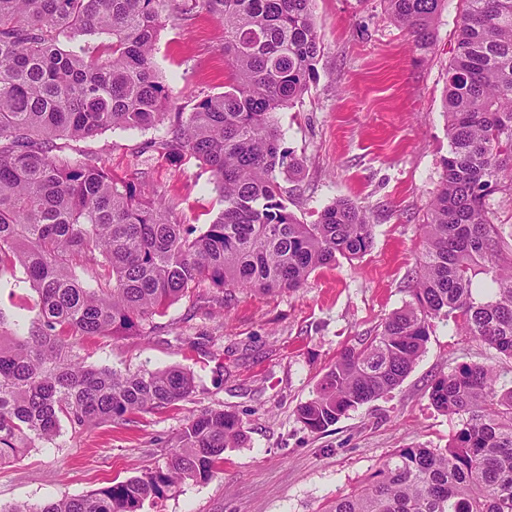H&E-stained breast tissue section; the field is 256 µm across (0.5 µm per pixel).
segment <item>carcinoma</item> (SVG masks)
Returning a JSON list of instances; mask_svg holds the SVG:
<instances>
[{
	"instance_id": "1",
	"label": "carcinoma",
	"mask_w": 512,
	"mask_h": 512,
	"mask_svg": "<svg viewBox=\"0 0 512 512\" xmlns=\"http://www.w3.org/2000/svg\"><path fill=\"white\" fill-rule=\"evenodd\" d=\"M166 0H0V278L20 268L37 295L28 335L0 311V464L50 443L62 423L79 433L190 397L191 372L120 374L75 351L90 337L148 336L153 318L198 288L290 292L315 271L363 256L367 211L339 199L311 223L281 199L277 173L298 163L273 115L308 90L320 51L313 0H189L224 27V92L176 108L152 58ZM421 50L433 44L444 0H383ZM448 67V157L423 225L410 300L375 335L346 347L299 405L322 432L394 390L424 352L434 323L453 322L512 360V231L491 201L512 197V0H463ZM158 156L208 166L222 209L179 224L138 178L101 159L63 162L61 140L115 128L149 129L169 116ZM106 274L94 286L76 266ZM429 398L457 421L443 448H404L327 512H512V377L463 363ZM244 439L233 413L185 420L166 466L97 492L0 512H140L185 479L215 477Z\"/></svg>"
}]
</instances>
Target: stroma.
Listing matches in <instances>:
<instances>
[{"label": "stroma", "mask_w": 512, "mask_h": 512, "mask_svg": "<svg viewBox=\"0 0 512 512\" xmlns=\"http://www.w3.org/2000/svg\"><path fill=\"white\" fill-rule=\"evenodd\" d=\"M460 0H444L431 49H418L381 0H313L321 50L308 91L276 112L284 148L302 164L279 175L282 200L314 221L338 199L363 206L374 225L371 249L338 258L293 292L240 290L212 314L185 298L155 316L150 341L133 336L79 341L86 364L121 373L180 366L195 375L186 400L126 423L63 427L54 442L0 464V506L77 496L165 465L190 413L220 408L243 422L245 440L224 451L217 477L188 480L141 512H323L382 460L403 448L444 447L455 423L429 399L439 376L462 363L507 370L512 362L480 340L436 323L411 373L392 390L348 412L322 433L306 429L297 407L310 399L338 353L359 345L409 299L422 226L448 155L443 96ZM224 29L206 12L167 18L153 62L179 104L223 92L229 76ZM165 126L110 129L66 142L62 158L106 160L114 176H138L183 224L210 223L220 210L212 175L199 162L159 159L152 143ZM37 296L23 272L0 280V309L23 335ZM203 333L202 345L176 344V330Z\"/></svg>", "instance_id": "obj_1"}]
</instances>
